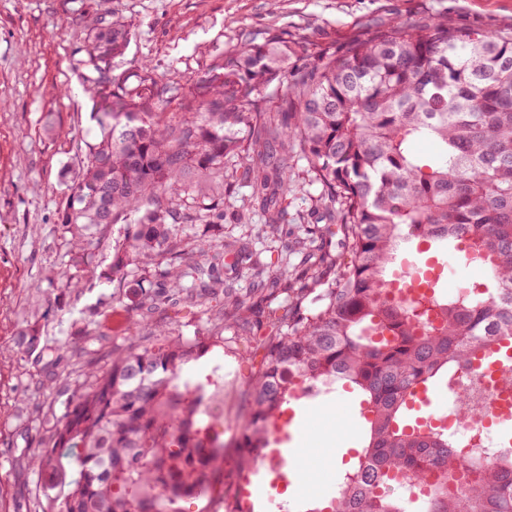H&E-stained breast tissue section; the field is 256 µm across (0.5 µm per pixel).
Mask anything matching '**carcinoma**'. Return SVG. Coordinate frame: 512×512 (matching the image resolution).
<instances>
[{
    "label": "carcinoma",
    "instance_id": "1",
    "mask_svg": "<svg viewBox=\"0 0 512 512\" xmlns=\"http://www.w3.org/2000/svg\"><path fill=\"white\" fill-rule=\"evenodd\" d=\"M132 35L118 17L87 25L78 67L101 136L87 145L62 212V223L89 232L139 214L112 266L132 297L125 343L31 459L42 512H176L183 497L218 490L224 444L209 435L203 385L182 378L206 346L151 328L150 314L176 299L206 316L212 343L229 333L261 354L240 469L254 466L299 387L319 394L343 383L362 393L369 418L333 512L415 503L421 512H512V439L490 452L472 438L462 444L416 424L409 407L415 389L512 343V30L452 26L445 16L397 22L298 68L289 61L308 44L282 31L222 54L185 87L146 65L114 73L110 61ZM420 140L434 145L430 156L414 151ZM290 158L321 184L326 212L298 242L292 280L197 232L224 228V197L247 187L245 202L280 235ZM333 224L340 254L324 243ZM415 239L466 242L464 261L484 271L482 293L384 302L398 250ZM228 255L251 270L245 295L224 287ZM399 474L426 485L425 500L378 493Z\"/></svg>",
    "mask_w": 512,
    "mask_h": 512
}]
</instances>
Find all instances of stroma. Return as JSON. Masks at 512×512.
I'll return each instance as SVG.
<instances>
[{"mask_svg":"<svg viewBox=\"0 0 512 512\" xmlns=\"http://www.w3.org/2000/svg\"><path fill=\"white\" fill-rule=\"evenodd\" d=\"M114 14L133 23L135 36L113 58L115 72L149 64L163 80L188 83L225 50L245 40L288 31L316 52L347 49L362 35L396 22L449 24L485 31L512 30V0H0V512H40V482L31 464L59 426L90 372L112 356L126 313L112 284V246L129 222L85 236L62 224L66 180L80 169L86 145L100 130L92 93L75 62L90 18ZM56 126L46 131L44 117ZM267 217L243 209L239 197L224 202V234L249 240L262 261L299 263L290 247L304 227L289 224L281 236L266 233ZM37 331L41 349L29 354L19 333ZM259 356L239 340L209 346L185 366L184 377L202 379L224 370V472L234 457L249 408L247 380ZM354 388L337 386L321 396L300 441L301 459L313 474L305 496L336 483L361 449V428L345 420Z\"/></svg>","mask_w":512,"mask_h":512,"instance_id":"obj_1","label":"stroma"}]
</instances>
